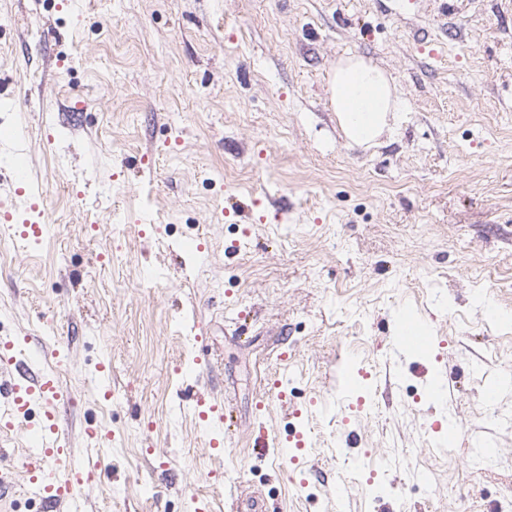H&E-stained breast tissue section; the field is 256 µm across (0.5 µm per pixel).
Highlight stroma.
Instances as JSON below:
<instances>
[{"label": "stroma", "instance_id": "stroma-1", "mask_svg": "<svg viewBox=\"0 0 512 512\" xmlns=\"http://www.w3.org/2000/svg\"><path fill=\"white\" fill-rule=\"evenodd\" d=\"M373 60L403 110L347 144L328 76ZM0 337L55 373L91 512H500L512 495V9L502 0H0ZM122 232H115L114 221ZM431 330L399 349L392 320ZM106 362L111 398L82 371ZM452 379L453 405L427 403ZM502 385L497 403L484 387ZM224 402L214 455L194 401ZM450 416L456 431L430 425ZM304 433L303 463L261 455ZM0 437V512H45Z\"/></svg>", "mask_w": 512, "mask_h": 512}]
</instances>
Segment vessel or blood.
Instances as JSON below:
<instances>
[{"instance_id": "vessel-or-blood-1", "label": "vessel or blood", "mask_w": 512, "mask_h": 512, "mask_svg": "<svg viewBox=\"0 0 512 512\" xmlns=\"http://www.w3.org/2000/svg\"><path fill=\"white\" fill-rule=\"evenodd\" d=\"M398 337L412 346L428 345L431 336L426 326L416 320L398 317L395 323ZM12 340L0 339V433L12 432L23 426L33 407H40L42 416L33 428L19 465L25 477V492L50 504L56 512H87V501L81 492L84 478H95L98 459L112 445L111 431L91 427L86 431V459L81 469L69 464L70 451L56 420V410L63 399L52 372L45 369L39 358L16 359ZM208 433V446L213 453L224 447V414L218 405L201 413Z\"/></svg>"}]
</instances>
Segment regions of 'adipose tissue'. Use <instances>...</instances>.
<instances>
[{
  "instance_id": "obj_1",
  "label": "adipose tissue",
  "mask_w": 512,
  "mask_h": 512,
  "mask_svg": "<svg viewBox=\"0 0 512 512\" xmlns=\"http://www.w3.org/2000/svg\"><path fill=\"white\" fill-rule=\"evenodd\" d=\"M330 103L349 144L374 145L397 123L402 105L390 75L358 54L339 58L330 73Z\"/></svg>"
}]
</instances>
